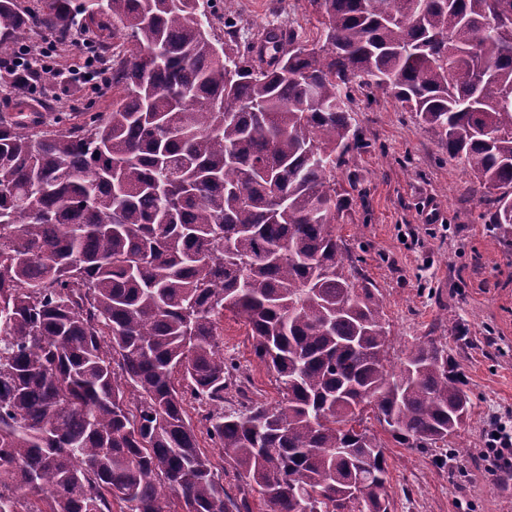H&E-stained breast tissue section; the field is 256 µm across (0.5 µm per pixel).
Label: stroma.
Wrapping results in <instances>:
<instances>
[{"label":"stroma","instance_id":"obj_1","mask_svg":"<svg viewBox=\"0 0 512 512\" xmlns=\"http://www.w3.org/2000/svg\"><path fill=\"white\" fill-rule=\"evenodd\" d=\"M202 9L236 22L256 37L269 23L313 29L308 0H200ZM30 47L55 46L53 68L28 97L45 120L92 105L102 112L111 92L76 84L77 48L53 44L48 34ZM352 117L368 141L365 152L338 171L355 181L336 223L358 269L378 288L389 331L390 357L399 360L417 342H441L467 380L472 408L450 466L436 454L386 439L391 512H512V475L494 474L482 453L495 416L512 419V240L486 223L488 207L472 189L464 163L449 158L391 96L356 95ZM224 351L246 366L250 396L275 402L279 395L255 360L244 323L224 318Z\"/></svg>","mask_w":512,"mask_h":512}]
</instances>
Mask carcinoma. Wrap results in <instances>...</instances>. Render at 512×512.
Wrapping results in <instances>:
<instances>
[{
  "label": "carcinoma",
  "mask_w": 512,
  "mask_h": 512,
  "mask_svg": "<svg viewBox=\"0 0 512 512\" xmlns=\"http://www.w3.org/2000/svg\"><path fill=\"white\" fill-rule=\"evenodd\" d=\"M265 60L198 0H0V47L126 46L112 105L0 117V512H389L385 445H454L470 402L429 338L399 366L336 223L367 147L354 88L464 161L512 236V0H310ZM249 329L275 404L224 356ZM195 405L197 423L186 406ZM234 470L237 492L199 446Z\"/></svg>",
  "instance_id": "obj_1"
}]
</instances>
